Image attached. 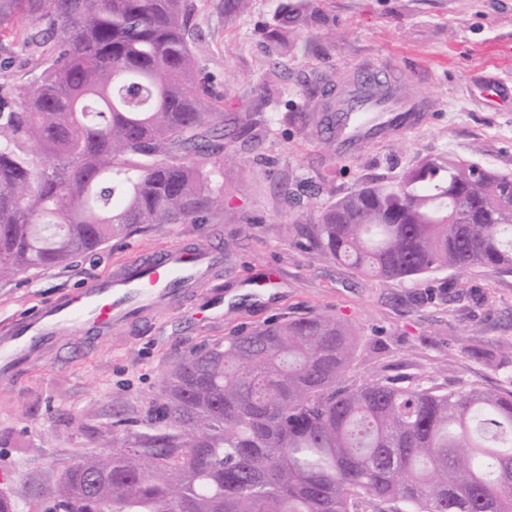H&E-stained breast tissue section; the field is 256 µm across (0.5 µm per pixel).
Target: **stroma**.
<instances>
[{"label":"stroma","instance_id":"obj_1","mask_svg":"<svg viewBox=\"0 0 512 512\" xmlns=\"http://www.w3.org/2000/svg\"><path fill=\"white\" fill-rule=\"evenodd\" d=\"M191 2L188 42L200 75L224 96L223 213L207 224H140L63 264L0 279V326L166 246L203 243L224 264L172 309L106 340L65 328L54 348L0 382V490L34 475L55 481L64 464L111 438L116 422L136 432L188 349L276 317L326 312L351 322L357 382L394 375L441 390L502 388L512 373V272L451 268L376 282L283 232L296 220L319 223L335 196L427 155L512 173V0H321L320 20L288 47L276 34L306 0ZM46 27L20 20L0 37V79L33 77L54 52ZM385 60L422 71L410 82L433 108L421 127L339 159L320 136L281 122L286 104L335 99L345 70ZM247 112L270 121L260 139L231 135Z\"/></svg>","mask_w":512,"mask_h":512}]
</instances>
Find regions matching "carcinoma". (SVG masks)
I'll return each instance as SVG.
<instances>
[{
	"instance_id": "carcinoma-1",
	"label": "carcinoma",
	"mask_w": 512,
	"mask_h": 512,
	"mask_svg": "<svg viewBox=\"0 0 512 512\" xmlns=\"http://www.w3.org/2000/svg\"><path fill=\"white\" fill-rule=\"evenodd\" d=\"M190 0H0V32L48 21L55 53L0 81V278L63 263L137 224L224 211V113L186 32ZM317 6L289 19L307 28ZM310 246L380 281L512 271V174L428 156L331 202ZM354 332L323 313L191 349L145 431L119 432L91 488L62 467L60 512H512V389L350 385ZM0 512H23L0 491Z\"/></svg>"
}]
</instances>
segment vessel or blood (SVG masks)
Returning a JSON list of instances; mask_svg holds the SVG:
<instances>
[{
    "instance_id": "vessel-or-blood-1",
    "label": "vessel or blood",
    "mask_w": 512,
    "mask_h": 512,
    "mask_svg": "<svg viewBox=\"0 0 512 512\" xmlns=\"http://www.w3.org/2000/svg\"><path fill=\"white\" fill-rule=\"evenodd\" d=\"M404 76L400 68L370 64L345 81L333 108L337 156L359 155L369 143L389 141L428 121L429 101L406 96L399 87ZM221 261L214 250L167 247L150 259H131L112 275L63 293L0 335V379H14L34 355L53 348L63 327L111 336L206 279Z\"/></svg>"
}]
</instances>
